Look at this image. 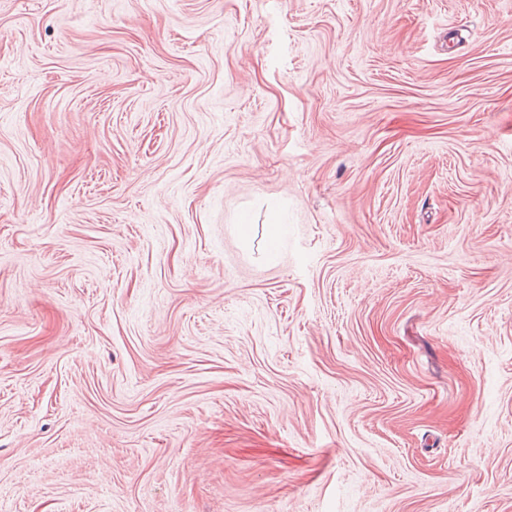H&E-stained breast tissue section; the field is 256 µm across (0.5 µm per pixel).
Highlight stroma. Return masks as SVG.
Instances as JSON below:
<instances>
[{
	"mask_svg": "<svg viewBox=\"0 0 512 512\" xmlns=\"http://www.w3.org/2000/svg\"><path fill=\"white\" fill-rule=\"evenodd\" d=\"M0 512H512V0H0Z\"/></svg>",
	"mask_w": 512,
	"mask_h": 512,
	"instance_id": "obj_1",
	"label": "stroma"
}]
</instances>
